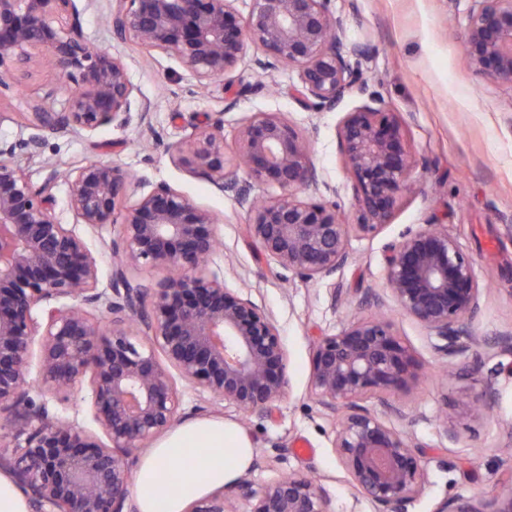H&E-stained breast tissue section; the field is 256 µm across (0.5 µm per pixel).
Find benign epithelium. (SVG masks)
Here are the masks:
<instances>
[{"instance_id":"obj_1","label":"benign epithelium","mask_w":512,"mask_h":512,"mask_svg":"<svg viewBox=\"0 0 512 512\" xmlns=\"http://www.w3.org/2000/svg\"><path fill=\"white\" fill-rule=\"evenodd\" d=\"M116 0L112 36L175 60L208 88L247 56L264 72L298 68L288 95L307 112H331L345 96L366 102L347 113L339 149L354 181L355 222L336 202L313 200L318 173L302 132L276 112L244 119L237 151L224 148V115L169 144L173 160L235 192L250 214L246 237L266 260L303 280L330 276L348 260L350 231L377 235L391 223L409 183L412 157L399 113L374 93L345 43V22L331 0ZM464 38L472 72L512 85V0H473ZM50 65L43 96L33 101L26 136L0 140V426L16 450L0 453V470L34 512H135L129 473L137 456L178 419L181 381L239 411L267 413L288 385L287 353L271 317L250 297L207 270L217 218L172 185L138 179L112 161L86 159L66 182L75 223L54 211L59 174L45 163L37 186L22 160L40 157L49 137L126 126L135 104L124 60L93 48L77 0H0V88L22 84L38 57ZM246 178L239 179V170ZM138 197L125 205L131 185ZM280 194L258 201L255 187ZM113 229L110 250L122 257L110 288L98 287V258L78 232ZM143 267L167 275L153 288L130 277ZM385 284L398 309L436 339L452 362L481 345L465 321L480 309L473 262L432 225L407 234L385 257ZM39 343L40 368L30 379L29 350ZM416 358L386 318L353 319L319 339L311 389L320 405L342 412L335 452L354 487L376 512H408L423 491L422 445L405 437L363 402L410 392ZM86 389L90 421L102 441L52 412L48 400L69 402ZM331 512L319 481L303 474L274 477L259 488L247 478L193 502L188 512ZM436 512H512V492L488 502L448 498Z\"/></svg>"}]
</instances>
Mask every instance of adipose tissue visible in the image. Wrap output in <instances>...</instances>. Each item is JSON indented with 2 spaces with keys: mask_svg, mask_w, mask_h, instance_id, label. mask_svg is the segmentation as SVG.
<instances>
[{
  "mask_svg": "<svg viewBox=\"0 0 512 512\" xmlns=\"http://www.w3.org/2000/svg\"><path fill=\"white\" fill-rule=\"evenodd\" d=\"M252 459L250 439L224 418L185 421L140 457L132 486L137 512H186L235 480Z\"/></svg>",
  "mask_w": 512,
  "mask_h": 512,
  "instance_id": "1",
  "label": "adipose tissue"
}]
</instances>
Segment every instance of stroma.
<instances>
[{"label":"stroma","instance_id":"stroma-1","mask_svg":"<svg viewBox=\"0 0 512 512\" xmlns=\"http://www.w3.org/2000/svg\"><path fill=\"white\" fill-rule=\"evenodd\" d=\"M78 7L90 42L123 57L136 99L149 102L151 110L146 120L124 127L51 138L44 157L62 171L87 158L113 161L133 176L168 182L215 214L220 245L210 269L272 315L287 349L288 385L271 415L248 416L187 390L182 419L219 416L247 434L254 457L269 462L246 470L254 485L305 472L320 478L331 512H375L335 453L339 418L311 391V359L320 337L339 331L350 319L381 314L392 320L420 366L417 388L398 399L404 416L393 421L424 447L425 487L408 512H436L450 497L485 501L512 485V353L496 345L500 336L512 334V85L475 77L470 69L463 41L471 0H334V11L346 23L347 43L367 50L361 68L368 89L399 113L416 164L413 189L402 197L391 223L373 237L350 235L347 263L335 275L311 281L281 278L276 265L245 237L249 215L232 192L219 191L174 163L167 146L188 123L205 124L210 113L221 110L224 145L231 154L244 119L255 112L280 113L311 142L319 185L310 198L335 201L349 218L353 182L338 132L362 96H346L335 111L313 114L288 94L297 68H280L270 78L248 63L205 91L173 60L113 39L107 22L110 0H79ZM44 81V73L34 68L20 87L0 92V108L12 114L0 123V138L19 135ZM247 84L252 92L242 93ZM429 224L443 225L456 238L483 288L480 309L467 325L486 346L458 357L451 368L436 353L427 329L394 304L366 301L384 288L388 247ZM487 389L495 394L490 410L478 417L461 413L460 404L476 402ZM448 427L455 439L446 438Z\"/></svg>","mask_w":512,"mask_h":512}]
</instances>
